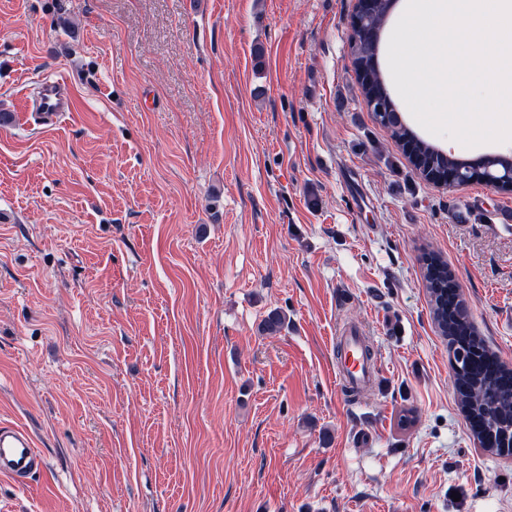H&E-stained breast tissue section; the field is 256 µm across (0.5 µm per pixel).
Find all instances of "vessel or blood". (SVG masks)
Listing matches in <instances>:
<instances>
[{
  "instance_id": "1",
  "label": "vessel or blood",
  "mask_w": 512,
  "mask_h": 512,
  "mask_svg": "<svg viewBox=\"0 0 512 512\" xmlns=\"http://www.w3.org/2000/svg\"><path fill=\"white\" fill-rule=\"evenodd\" d=\"M42 124L51 126L74 110V104L61 90L57 79L43 80L33 106ZM364 329L353 323L340 324L336 330V379L350 393L371 389L378 379L379 367L374 358L365 357ZM46 468V460L32 435L17 425L0 423V476L17 485Z\"/></svg>"
}]
</instances>
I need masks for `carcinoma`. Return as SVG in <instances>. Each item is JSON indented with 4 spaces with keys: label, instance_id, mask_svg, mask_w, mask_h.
I'll use <instances>...</instances> for the list:
<instances>
[{
    "label": "carcinoma",
    "instance_id": "carcinoma-1",
    "mask_svg": "<svg viewBox=\"0 0 512 512\" xmlns=\"http://www.w3.org/2000/svg\"><path fill=\"white\" fill-rule=\"evenodd\" d=\"M391 0H376L373 14L366 27L384 22ZM360 35L351 42L355 60L367 66L365 79L360 83L363 96L387 90L379 68L372 55L364 52ZM392 139L401 147L410 144L413 151L426 159L435 147L421 139L409 126L390 127ZM432 273L427 276V290L432 303V314L441 335L448 339L454 360V391L457 403L466 418L473 423L474 434L486 445V450L496 455H512V369L484 344L473 330L467 308L457 302L444 307L445 290L456 286L448 264L436 254L426 258ZM286 317L278 309L267 313L260 324L266 335H276L285 327Z\"/></svg>",
    "mask_w": 512,
    "mask_h": 512
}]
</instances>
